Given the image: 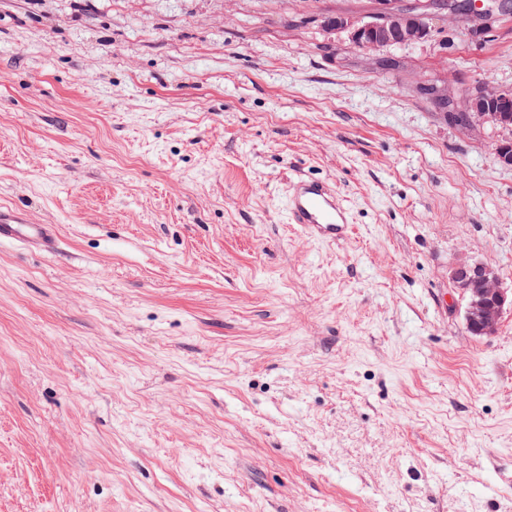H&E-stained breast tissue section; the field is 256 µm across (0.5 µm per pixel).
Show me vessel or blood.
<instances>
[{"instance_id": "1", "label": "vessel or blood", "mask_w": 512, "mask_h": 512, "mask_svg": "<svg viewBox=\"0 0 512 512\" xmlns=\"http://www.w3.org/2000/svg\"><path fill=\"white\" fill-rule=\"evenodd\" d=\"M286 215L309 239L332 243L347 237L349 221L345 206L326 181L299 177L289 186ZM58 233L54 225L33 223L23 209L0 207V243H21L54 252Z\"/></svg>"}]
</instances>
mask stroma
<instances>
[{"instance_id": "stroma-1", "label": "stroma", "mask_w": 512, "mask_h": 512, "mask_svg": "<svg viewBox=\"0 0 512 512\" xmlns=\"http://www.w3.org/2000/svg\"><path fill=\"white\" fill-rule=\"evenodd\" d=\"M372 0H0V512H512V309L472 335L448 278L512 289L498 130L512 16L380 51ZM333 183L337 243L288 224ZM468 112L477 118L494 115L498 121L512 131V89H489L474 87L467 96ZM286 215L289 224L317 242L332 243L348 235L350 224L342 200L318 178L298 177L290 183ZM58 242V233L52 224H33L23 209L0 207V243H21L53 253Z\"/></svg>"}]
</instances>
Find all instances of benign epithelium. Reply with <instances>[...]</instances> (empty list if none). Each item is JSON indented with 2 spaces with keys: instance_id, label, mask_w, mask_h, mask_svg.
<instances>
[{
  "instance_id": "7a95c632",
  "label": "benign epithelium",
  "mask_w": 512,
  "mask_h": 512,
  "mask_svg": "<svg viewBox=\"0 0 512 512\" xmlns=\"http://www.w3.org/2000/svg\"><path fill=\"white\" fill-rule=\"evenodd\" d=\"M422 0L403 9L399 0H374L369 19L336 13L325 17L323 27L344 35L363 50H381L395 44H418L431 35L430 19L436 12ZM467 13L471 25L468 35L479 39L485 33L484 22L497 14L494 0H468ZM468 111L477 118L494 115L505 127L512 129V89H489L478 86L467 96ZM449 280L460 289L466 301V328L484 336L496 332L505 309H512V290L503 288L498 270L492 264L461 257L450 268Z\"/></svg>"
}]
</instances>
